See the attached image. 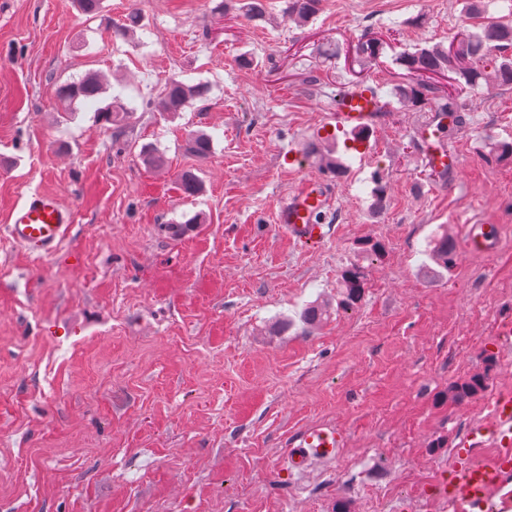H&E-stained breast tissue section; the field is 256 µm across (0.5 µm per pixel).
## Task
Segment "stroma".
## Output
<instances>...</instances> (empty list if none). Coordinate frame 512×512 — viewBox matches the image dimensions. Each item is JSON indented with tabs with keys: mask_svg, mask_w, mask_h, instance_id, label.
Wrapping results in <instances>:
<instances>
[{
	"mask_svg": "<svg viewBox=\"0 0 512 512\" xmlns=\"http://www.w3.org/2000/svg\"><path fill=\"white\" fill-rule=\"evenodd\" d=\"M467 3L326 0L299 27L224 0H103L93 19L74 0H0V512H444L472 428L512 390L496 335L512 318V158L492 149L512 141V88L463 94L451 193L418 159L429 112L392 91L401 53L472 31ZM134 9L141 27L112 41ZM363 37L383 46L366 66ZM90 70L102 102L129 107L121 127L58 104L56 84ZM173 77L209 88L175 118L154 108ZM366 83L383 107L360 150L337 135L346 177L288 164L338 89ZM194 130L212 136L208 158L186 151ZM146 144L164 167L144 166ZM189 168L204 180L193 200L177 187ZM308 177L329 190L315 252L275 224ZM34 192L74 214L57 255L6 234ZM469 224L489 225L491 254L464 251ZM442 233L449 271L428 255ZM354 264L363 288L347 306ZM313 303L332 314L306 330ZM476 375L483 388L455 400ZM315 424L346 447L289 470V443ZM228 2L236 3L232 4ZM237 5L239 6L237 7ZM224 7H234L251 22H265L267 19H269L268 2L266 0H225Z\"/></svg>",
	"mask_w": 512,
	"mask_h": 512,
	"instance_id": "obj_1",
	"label": "stroma"
}]
</instances>
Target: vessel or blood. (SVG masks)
Returning a JSON list of instances; mask_svg holds the SVG:
<instances>
[{
  "instance_id": "1",
  "label": "vessel or blood",
  "mask_w": 512,
  "mask_h": 512,
  "mask_svg": "<svg viewBox=\"0 0 512 512\" xmlns=\"http://www.w3.org/2000/svg\"><path fill=\"white\" fill-rule=\"evenodd\" d=\"M379 99L365 87L344 91L335 109L327 112L324 130L357 128L368 125ZM425 167L433 174L457 173L462 167L458 154L442 148L428 149L422 155ZM328 202L322 182L307 178L294 191L281 199L276 211L279 231L296 246L313 248L321 244L327 231L319 220ZM73 222L72 212L52 193L36 192L13 211L6 226L8 236L19 246L37 256L57 254L60 243ZM466 248L472 253H487L492 249L490 233L483 224L468 227ZM478 435L491 437L495 445L505 450L493 466L476 461L460 465L456 489L448 498V512H464L467 507H483L495 492L498 475L512 469V394H498L492 418L477 430ZM346 443L345 433L336 427L315 425L300 432L291 442L288 460L300 467L313 455L336 457Z\"/></svg>"
}]
</instances>
